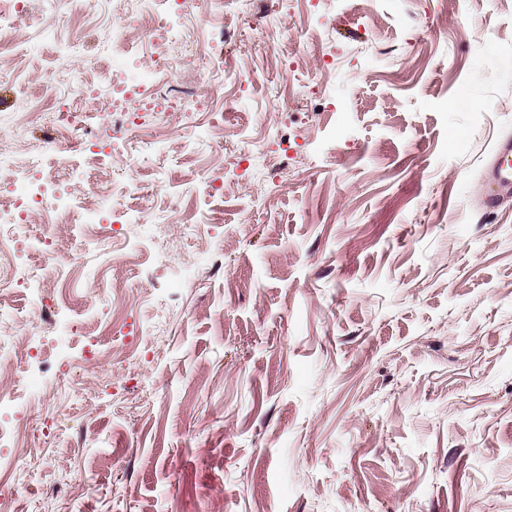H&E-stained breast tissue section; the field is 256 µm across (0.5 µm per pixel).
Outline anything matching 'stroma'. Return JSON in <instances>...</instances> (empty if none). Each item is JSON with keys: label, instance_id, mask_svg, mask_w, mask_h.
Returning a JSON list of instances; mask_svg holds the SVG:
<instances>
[{"label": "stroma", "instance_id": "obj_1", "mask_svg": "<svg viewBox=\"0 0 512 512\" xmlns=\"http://www.w3.org/2000/svg\"><path fill=\"white\" fill-rule=\"evenodd\" d=\"M196 12L176 24L224 80L193 115L210 137L184 143L174 112L158 150L131 154L154 114L119 131L100 98L97 160L66 149L44 170L50 195L75 197L79 264L52 275L32 255L0 279V336L21 344L0 388L34 426L11 512H512V199L481 204L512 134V0ZM75 13L28 0L0 51V116L70 39L94 87L163 50L113 56L110 0ZM52 136L0 124L16 158L0 184ZM131 169L159 192L119 200L111 232L84 223L93 189ZM37 298L50 317L34 327ZM92 349L112 364L89 376Z\"/></svg>", "mask_w": 512, "mask_h": 512}]
</instances>
